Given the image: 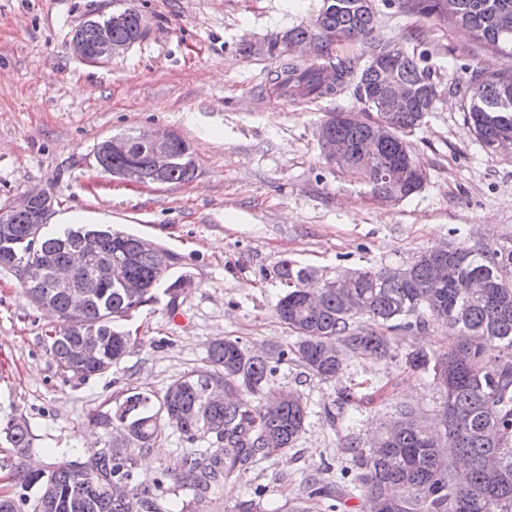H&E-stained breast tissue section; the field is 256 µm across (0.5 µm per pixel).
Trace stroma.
Masks as SVG:
<instances>
[{
  "label": "stroma",
  "instance_id": "1",
  "mask_svg": "<svg viewBox=\"0 0 512 512\" xmlns=\"http://www.w3.org/2000/svg\"><path fill=\"white\" fill-rule=\"evenodd\" d=\"M411 3L381 8L377 36L424 53L444 90L436 111L408 136L428 174L424 186L385 204L321 152L327 113L358 108L353 88L323 98L286 95L270 84L275 60L238 51L243 39L261 41L310 20L322 0H0V208L29 189L46 190L55 197L52 216L79 212L158 241L181 256L180 270L193 281L177 300L159 295L125 321L127 355L80 380L49 353L56 315L31 305L17 275L0 269V493L14 490L16 470L30 462L85 461L101 435L90 416L130 388L162 393L204 365L214 339L236 337L252 351L292 342L275 312L281 261L333 277L348 268L404 266L446 242L512 241V158L487 153L465 119L471 71L497 60L446 19L411 13ZM131 5L149 21L142 42L100 65L73 55L80 25ZM146 128L192 145L191 181L126 185L101 170L98 144ZM393 338L395 358L348 361L337 381L295 362L279 365L270 384L306 401L305 432L285 454L227 479L199 512H234L257 489L261 512H294L307 476L324 461L331 465L326 481H339L351 466L343 450L349 430L325 409L340 385L354 384L362 399L357 431L365 438L400 406L434 414L443 393L404 356L447 352V325ZM11 421L27 425L32 458L7 441ZM191 448L170 429L139 456L143 479L172 470L159 512H185L189 487L174 466Z\"/></svg>",
  "mask_w": 512,
  "mask_h": 512
}]
</instances>
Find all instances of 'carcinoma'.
Wrapping results in <instances>:
<instances>
[{
  "label": "carcinoma",
  "mask_w": 512,
  "mask_h": 512,
  "mask_svg": "<svg viewBox=\"0 0 512 512\" xmlns=\"http://www.w3.org/2000/svg\"><path fill=\"white\" fill-rule=\"evenodd\" d=\"M418 0L422 13L440 12L449 21L476 34L494 54L512 61V0ZM127 26L112 29V40L141 42L142 13L126 8ZM377 18L362 0H331L311 21L277 32L265 40V50L240 44L246 57L279 59L282 34L311 45L314 60L284 64L275 83L282 92L292 88L315 97L335 94L355 83V97L364 105L363 123L347 125L340 113L324 121L325 133L358 150L370 138L372 125L384 116L369 100L371 89L387 75L370 62L333 61L337 41L368 46V57L391 49L374 36ZM391 73L415 86L417 95L407 109L395 115L388 137L374 151L373 169H347L374 194L394 192L399 198L419 190L427 177L413 157L406 136L441 95L434 71L423 55L398 47ZM467 117L481 146L488 151L499 136L512 137V67L475 72L467 85ZM176 160L167 183L182 184L196 171L194 152L175 138ZM45 201L26 211H5L0 223V269L14 271L23 294L36 306L52 308L59 324L49 331V351L57 368L86 379L118 363L130 345L129 332L118 322L152 304L164 289L170 306L183 289L187 275L175 274L181 257L155 243L138 244L139 236L110 227H69L55 233L40 222ZM34 258L45 267L44 280L26 284L22 258ZM448 261L460 281L476 280L480 288L438 283L432 267ZM114 260L125 266L127 280L99 282L88 289L85 307H70L69 291ZM401 277L395 268H361L353 289L358 308L339 288L320 283L313 267L282 262L277 275L288 287L276 313L294 333L291 344L271 347L265 354L248 351L237 338L211 342L204 366L178 376L163 395L127 390L107 411H98L92 423L103 432L104 451L84 462L61 460L46 472L25 470L21 493H1L0 512H157L156 492L162 480H144L136 458L164 433L176 429L186 441H208V448L179 457L177 469L189 476L193 500L200 504L219 490L224 480L256 458L275 457L294 447L305 431L308 407L299 394L285 399V391L269 387L278 366L297 362L312 375L334 380L346 360L377 362L393 357L387 332L428 327L446 321L458 327L454 346L429 356L409 353L405 364L413 371H432L433 382L444 393L438 415L443 431L427 425L424 416L403 406L365 450L355 434L343 445L352 456L354 472L348 480L326 483L317 469L306 481V498L324 497L338 508L353 491L362 492L366 512H512V244L448 245L444 253L430 247L407 265ZM72 272L68 283L57 272ZM354 398L350 387L338 389L327 416H343ZM17 454L31 452L26 425L4 428ZM112 451H107V448Z\"/></svg>",
  "instance_id": "cac0c4a2"
}]
</instances>
